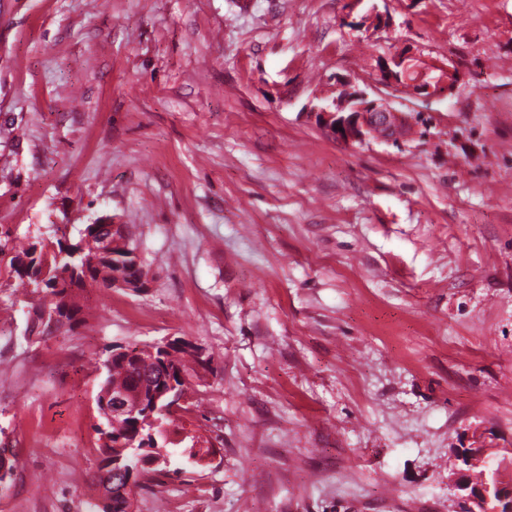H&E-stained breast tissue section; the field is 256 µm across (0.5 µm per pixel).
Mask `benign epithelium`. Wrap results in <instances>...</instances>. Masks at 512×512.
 <instances>
[{
  "label": "benign epithelium",
  "mask_w": 512,
  "mask_h": 512,
  "mask_svg": "<svg viewBox=\"0 0 512 512\" xmlns=\"http://www.w3.org/2000/svg\"><path fill=\"white\" fill-rule=\"evenodd\" d=\"M378 71L381 85L405 91L417 98L449 95L463 80L456 66L438 70L407 49L382 57ZM336 92L335 98L315 112L316 119L334 138L362 146L371 139L397 142L407 135L411 127L408 115L395 109L388 99L372 98L348 81L339 82ZM134 267L138 270L136 279L127 281L113 274L106 278L103 287L127 290L143 287L145 275L137 258L134 259ZM173 345L194 358L196 369L207 368L201 348L182 340L173 341ZM162 400L168 405L159 406ZM186 402L185 391L172 381L166 388L150 389L149 396L142 395L137 400L131 399L123 390L109 394L102 402V413L109 421L137 415H145L152 421L154 414H165ZM456 461L455 487L462 491L463 512H512V476L509 475L512 471V448H459ZM119 464L120 460L113 461L111 472L98 484V502L103 506L110 503L113 496L120 495L127 501L128 512H134L133 478L114 483L115 478L125 474ZM476 468L483 471L479 483L472 479V471Z\"/></svg>",
  "instance_id": "obj_1"
}]
</instances>
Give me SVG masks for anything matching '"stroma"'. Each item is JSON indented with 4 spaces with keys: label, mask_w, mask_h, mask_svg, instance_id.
Returning <instances> with one entry per match:
<instances>
[{
    "label": "stroma",
    "mask_w": 512,
    "mask_h": 512,
    "mask_svg": "<svg viewBox=\"0 0 512 512\" xmlns=\"http://www.w3.org/2000/svg\"><path fill=\"white\" fill-rule=\"evenodd\" d=\"M402 47L465 80L380 85ZM340 78L411 136L333 138ZM95 221L147 288L32 334L0 275V512H97L100 365L177 337L212 369L176 425L215 453L135 512H461L454 449L512 448V0H0V228Z\"/></svg>",
    "instance_id": "obj_1"
}]
</instances>
